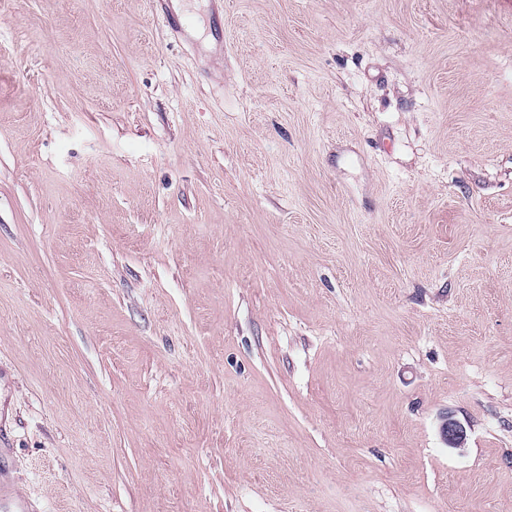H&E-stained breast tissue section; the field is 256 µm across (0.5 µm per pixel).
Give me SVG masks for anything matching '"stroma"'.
<instances>
[{"label": "stroma", "instance_id": "1", "mask_svg": "<svg viewBox=\"0 0 512 512\" xmlns=\"http://www.w3.org/2000/svg\"><path fill=\"white\" fill-rule=\"evenodd\" d=\"M173 2L0 0V485L512 512V0Z\"/></svg>", "mask_w": 512, "mask_h": 512}]
</instances>
